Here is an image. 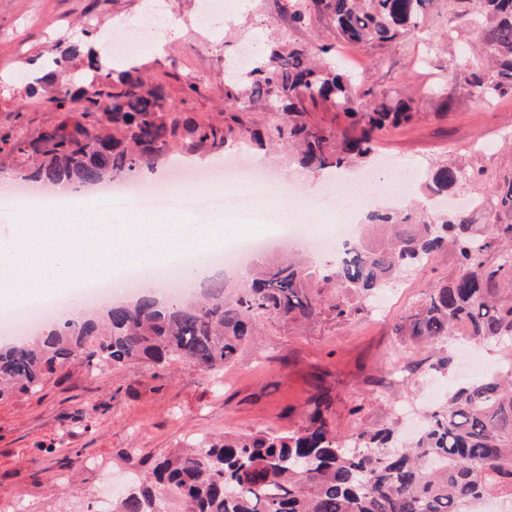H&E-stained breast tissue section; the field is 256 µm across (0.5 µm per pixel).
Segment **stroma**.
<instances>
[{
    "mask_svg": "<svg viewBox=\"0 0 512 512\" xmlns=\"http://www.w3.org/2000/svg\"><path fill=\"white\" fill-rule=\"evenodd\" d=\"M146 2L0 0V136L21 129L32 135L61 121V111L44 105L40 94H27L25 84L8 75L37 71L63 36L94 49L102 31L137 18L148 24L160 14L176 16L186 36L170 40L165 51L133 47L135 61L165 85L176 117L217 125L224 122V93L232 81L225 73L229 60L280 39L314 48L334 40L327 17L292 25L288 0H222L224 16L211 24L202 18V0H154V13ZM452 29L465 47L482 37L480 30L451 20L442 0H432L416 36L397 47L341 49L358 82L420 100L419 119L388 128L377 139V159L390 160L392 170L405 175L400 185L387 178L379 182L383 205L436 210L422 186L430 166L449 157L474 172L454 195L466 205L486 198L493 179L512 171V91L489 101L462 99L473 59L451 51ZM434 86L439 95H431ZM238 116L243 130L229 135L222 148L172 153L140 177L169 182L181 165L217 166L247 150L268 178L292 184L293 194L287 203L255 210L245 224L222 210L213 217L228 228L225 246L249 236L268 237L266 254L272 259L287 248L277 237V224H294L310 235L337 222L336 214L315 213L305 205L323 185H337V171L303 169L287 147L252 140V133L283 121L266 102H254ZM456 265L450 253L408 269L393 287L340 323L327 319L303 327L260 319L247 351L209 378L179 363L162 368L136 362L91 373L75 362L51 375L37 394L0 399V512H12L17 504L24 512H93L102 499L129 488L131 476L147 472L160 453L187 441L227 430L298 426L320 388L330 395L332 421L341 436L359 427H405L400 411L407 406H416V419H423L464 381L457 347L412 349L393 336L391 325L427 288L447 280ZM445 354L454 358L451 368L431 371L430 363ZM401 359L414 369L404 382L394 375Z\"/></svg>",
    "mask_w": 512,
    "mask_h": 512,
    "instance_id": "obj_1",
    "label": "stroma"
}]
</instances>
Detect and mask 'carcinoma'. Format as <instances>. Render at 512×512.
Wrapping results in <instances>:
<instances>
[{
	"label": "carcinoma",
	"mask_w": 512,
	"mask_h": 512,
	"mask_svg": "<svg viewBox=\"0 0 512 512\" xmlns=\"http://www.w3.org/2000/svg\"><path fill=\"white\" fill-rule=\"evenodd\" d=\"M429 2L299 0L290 22L305 25L327 15L336 44L318 48L323 58L317 60L302 45H266L250 83L227 89L225 102L240 109L261 99L274 104L286 115L274 141L297 151L309 170L363 164L378 132L413 120L417 100L390 99L362 86L326 57L346 44H400L416 33ZM448 13L484 32L477 51L483 66L464 78L462 94L512 90V0H448ZM104 67L105 57L91 48L84 72L73 80L58 79L54 69L39 78L50 87L45 101L67 112L35 137L19 131L5 140L22 178L81 187L110 182L153 168L184 140L216 149L234 132L180 122L165 86L144 80L133 63L106 74ZM320 106L343 114L346 126L314 120ZM471 178L466 165L446 160L430 168L424 187L440 195ZM489 202L486 222L495 211L512 218V174L492 186ZM475 221L469 211L432 222L410 207L374 208L361 239L341 243L334 262L320 268L286 258L258 261L251 281L240 286L218 278L167 303L145 295L105 303L62 328L0 344V399L36 393L46 374L76 361L90 372L140 360L219 372L249 345L257 319L345 320L405 268L448 249L458 257L455 271L393 323V335L417 348L471 339L506 351L512 346V222L488 233ZM310 403L302 424L286 432H226L160 456L113 512H473L484 498L512 501V369L460 386L404 443L388 427L340 437L327 394Z\"/></svg>",
	"instance_id": "obj_1"
}]
</instances>
